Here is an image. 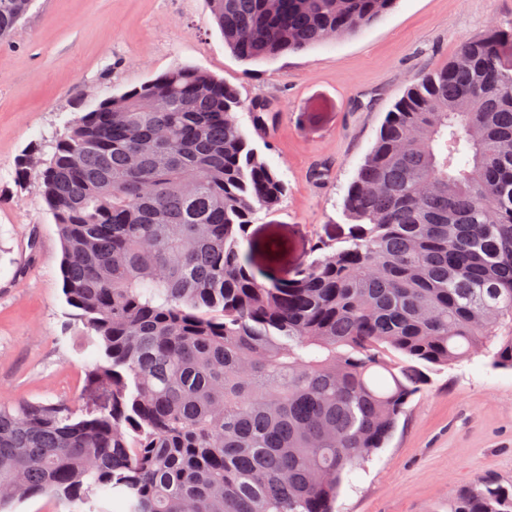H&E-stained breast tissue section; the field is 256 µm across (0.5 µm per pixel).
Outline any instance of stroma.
Returning <instances> with one entry per match:
<instances>
[{"mask_svg": "<svg viewBox=\"0 0 512 512\" xmlns=\"http://www.w3.org/2000/svg\"><path fill=\"white\" fill-rule=\"evenodd\" d=\"M510 25L512 0H398L354 35L245 63L207 0H35L0 41V403L62 399L81 417L105 402L86 382L95 353L62 293L53 217L37 178H15L21 154H51L80 107L184 65L265 101V134L238 118L286 193L256 214L243 249L284 277L317 241L347 237L346 188L413 81ZM489 362L481 352L430 371L386 445L342 484L338 512H448L478 480L511 487L512 371Z\"/></svg>", "mask_w": 512, "mask_h": 512, "instance_id": "35a3bbf8", "label": "stroma"}]
</instances>
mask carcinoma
I'll return each mask as SVG.
<instances>
[{
  "mask_svg": "<svg viewBox=\"0 0 512 512\" xmlns=\"http://www.w3.org/2000/svg\"><path fill=\"white\" fill-rule=\"evenodd\" d=\"M398 0H208L224 44L268 60L354 34ZM33 0H0V39ZM512 29L462 42L387 112L343 200V246L291 277L242 249L286 186L191 66L99 101L37 173L67 303L107 406L0 404V510L46 493L110 512H334L427 371L482 350L512 370ZM31 148L18 159L32 173ZM448 512H512L477 482Z\"/></svg>",
  "mask_w": 512,
  "mask_h": 512,
  "instance_id": "1",
  "label": "carcinoma"
}]
</instances>
